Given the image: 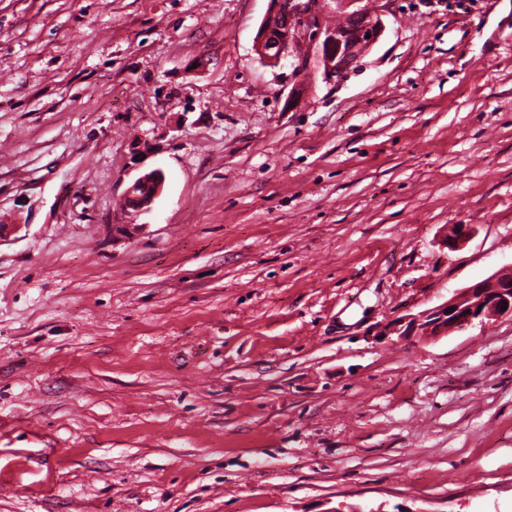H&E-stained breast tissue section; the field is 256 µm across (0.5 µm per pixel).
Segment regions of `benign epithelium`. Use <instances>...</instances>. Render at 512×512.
<instances>
[{"label":"benign epithelium","instance_id":"7a95c632","mask_svg":"<svg viewBox=\"0 0 512 512\" xmlns=\"http://www.w3.org/2000/svg\"><path fill=\"white\" fill-rule=\"evenodd\" d=\"M361 2L335 0L345 24L333 28L327 20L326 0H269L255 38V53L270 67L289 61L296 78L316 70L324 80L339 83L386 32L385 9L375 6L374 0L364 6ZM164 187L160 169L139 175L126 190L122 227L133 225L138 214L149 211ZM472 233L470 224L455 225L446 238L448 247L462 245ZM505 317L512 319V269L462 288L437 306L401 317L392 331L428 339Z\"/></svg>","mask_w":512,"mask_h":512}]
</instances>
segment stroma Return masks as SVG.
Wrapping results in <instances>:
<instances>
[{
    "instance_id": "35a3bbf8",
    "label": "stroma",
    "mask_w": 512,
    "mask_h": 512,
    "mask_svg": "<svg viewBox=\"0 0 512 512\" xmlns=\"http://www.w3.org/2000/svg\"><path fill=\"white\" fill-rule=\"evenodd\" d=\"M457 2L336 85L268 0H0V512H512V320L384 333L512 266V0ZM165 187V175L161 169H153L139 175L126 190L125 220L122 227L135 226L138 214L147 212L161 196ZM143 189L144 192L140 193Z\"/></svg>"
}]
</instances>
